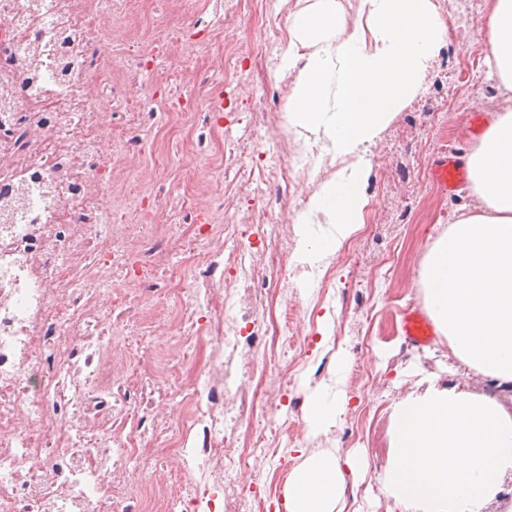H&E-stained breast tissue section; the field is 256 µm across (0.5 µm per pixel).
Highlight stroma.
<instances>
[{
	"label": "stroma",
	"instance_id": "stroma-1",
	"mask_svg": "<svg viewBox=\"0 0 512 512\" xmlns=\"http://www.w3.org/2000/svg\"><path fill=\"white\" fill-rule=\"evenodd\" d=\"M113 19L125 25L138 20L135 39L119 41L112 55L127 56L155 49L175 26L189 27L203 18L205 31L186 39L183 55L161 59L153 70L125 74V92L105 99L101 112L121 121L135 111L132 94L152 100L164 111L167 72L190 63L207 69L212 86L222 90L224 109L212 113L215 132L229 133L231 143H245L246 165L257 175L267 173L272 160L268 142L253 129L249 100L233 89L246 81L249 60L238 63L236 73L226 72L217 58L223 44H211V32L232 35L235 43L248 44L252 53L269 57V83L288 88L287 79L276 71L279 44L268 40L270 28L285 29L287 11L297 0H264L251 17L227 23L226 12L238 0H183L172 15L151 7L147 0H100ZM448 27L458 29L453 41L444 43L424 89L413 102L397 112L367 156L369 176L362 189L366 214L376 215L373 224H361L338 251L318 252L314 259L326 272L325 283L289 278L287 287L257 304L265 315L288 307L304 325L301 347L285 356L280 368L290 383L274 423L283 427L271 449L258 456L247 473L231 474V482H250L253 490L267 496L270 512H284L283 498L292 471L315 454H332L340 463L361 459L356 472L347 474L341 512H388L383 492L387 429L394 402L419 388L423 379L471 393L495 391L490 379L468 369L450 350L445 336L425 347L405 343L400 335V314L407 305H424L425 293L419 270L430 246L447 232L449 225L474 204L471 188L448 197L437 192L428 178V166L441 150H473L477 142L467 136L470 112L484 108L495 116L500 108L512 107V92H505L486 61L484 27L490 0H480L474 17H464L458 0H434ZM144 159L159 163L161 178L169 190L180 191L187 167L178 148L162 141L153 125L143 131ZM345 397V412L317 435L295 438L304 427L307 395L312 390ZM279 475L276 492H269L272 475Z\"/></svg>",
	"mask_w": 512,
	"mask_h": 512
}]
</instances>
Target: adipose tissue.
<instances>
[{
  "mask_svg": "<svg viewBox=\"0 0 512 512\" xmlns=\"http://www.w3.org/2000/svg\"><path fill=\"white\" fill-rule=\"evenodd\" d=\"M278 72L291 77L286 121L295 141L342 161L296 223L327 224L338 249L363 220L367 148L419 94L445 41L434 0H357L347 22L339 0L287 13ZM487 57L512 90V0H492ZM478 204L450 224L420 270L427 308L457 357L512 389V109L468 154ZM384 491L403 512H485L512 471V411L495 396L427 379L390 415ZM344 474L311 457L288 480L286 512H336Z\"/></svg>",
  "mask_w": 512,
  "mask_h": 512,
  "instance_id": "adipose-tissue-1",
  "label": "adipose tissue"
}]
</instances>
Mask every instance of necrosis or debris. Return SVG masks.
Here are the masks:
<instances>
[{"instance_id": "1", "label": "necrosis or debris", "mask_w": 512, "mask_h": 512, "mask_svg": "<svg viewBox=\"0 0 512 512\" xmlns=\"http://www.w3.org/2000/svg\"><path fill=\"white\" fill-rule=\"evenodd\" d=\"M112 36L99 0H0V512H116L117 469L142 457L182 474L197 432L204 480L164 498L145 480L139 512H216L225 470L244 469L253 456L225 436V409L254 400L275 413L288 385L277 367L259 380L241 368L250 342L238 326L262 287H285L310 270L293 262L281 236L226 239L223 216L260 224L274 211L287 223L297 171L313 168L317 150L275 138L257 209H238L219 187L186 193L185 211L202 234L171 239L159 203L127 222L132 186L123 168H137L139 187L155 185L157 174L141 165L142 113L116 130L98 110L113 89ZM194 298L204 300L206 319H196ZM176 302L184 306L178 319ZM116 314L145 316L163 339L186 326L210 350L197 372L176 346L161 368L179 383L178 400L146 399L150 421L171 429L164 444L112 431L114 370L137 377L140 344L112 340Z\"/></svg>"}]
</instances>
